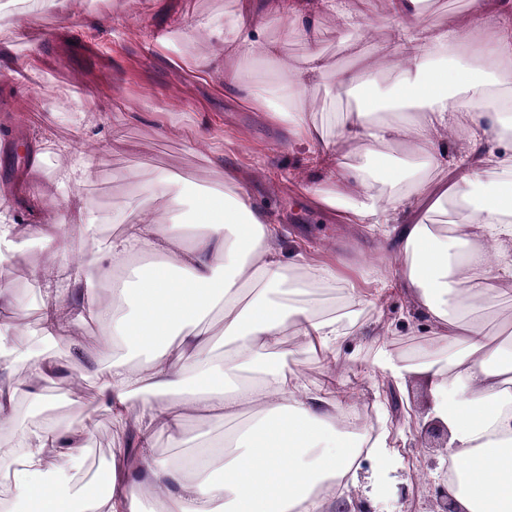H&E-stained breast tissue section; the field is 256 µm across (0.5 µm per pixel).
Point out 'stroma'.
Here are the masks:
<instances>
[{
	"label": "stroma",
	"mask_w": 512,
	"mask_h": 512,
	"mask_svg": "<svg viewBox=\"0 0 512 512\" xmlns=\"http://www.w3.org/2000/svg\"><path fill=\"white\" fill-rule=\"evenodd\" d=\"M254 2L265 38L279 41L288 63L316 49L336 69L362 65L389 51L385 0H347L352 11L377 22L365 39L356 28L337 26L324 14L313 36L285 39L274 0ZM424 9L425 23L482 33L493 17L489 7L475 15L470 0H426ZM238 16V0H68L62 8L0 0V139L84 145L92 149L95 165L83 203L99 226L96 238L69 224L62 207L37 214L23 210L20 221L61 225L62 245L77 253L93 240L118 234L121 227L112 218L128 206L154 210L179 193L223 189L228 165L250 171L244 188L252 205L280 225L285 249L302 243L307 253L351 270L362 287L386 291L381 303L363 308L360 335L339 344L335 363L305 355L288 365L312 388L335 379L337 396L352 403L353 414L371 426L377 419L374 396L390 383L372 364L374 338L396 354L413 356L429 339V324L401 291L403 261L392 242L312 206L306 192L310 148L291 142L285 126L241 105L254 85L276 83L279 68L225 52L222 32L232 29ZM195 60L210 61L211 70L200 74L190 69ZM228 71L239 77L229 90L224 87ZM189 126L207 135L203 149L180 136V129ZM67 163V154L51 150L42 153L40 170L32 173L22 155L0 152V183L33 179L56 197L55 176ZM167 173L174 180L163 197L139 196L138 182ZM47 257L43 242L34 240L13 266L0 268V285L27 303L15 316L14 330L24 348L35 346L40 328V299L31 271ZM487 278L499 302L486 315L484 329L497 337L512 330V284L500 281L493 266ZM98 340L96 325L75 323L55 348L68 376L39 380L37 388L60 392L75 376L93 386L92 363L75 358L71 347L91 351ZM127 436L109 414L98 413L87 469L116 459Z\"/></svg>",
	"instance_id": "35a3bbf8"
}]
</instances>
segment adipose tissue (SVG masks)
Listing matches in <instances>:
<instances>
[{
	"mask_svg": "<svg viewBox=\"0 0 512 512\" xmlns=\"http://www.w3.org/2000/svg\"><path fill=\"white\" fill-rule=\"evenodd\" d=\"M423 4L388 0L391 55L330 72L314 51L303 65L283 67L276 90L256 88L245 103L286 124L292 140L314 146L312 166L319 171L335 169L337 141L372 144L369 160L353 168L351 185L326 192L313 183L309 194L342 223L393 225L397 249L409 258L404 291L429 318L432 339L419 365L382 346L374 363L398 383L415 372L423 377L431 416L448 426V457L466 467L465 488L451 490L462 512H512V340L493 339L482 326L497 302L489 264L512 280V113L503 107L512 90L491 72L496 62L512 61V0H496L489 44L476 42L468 29L423 24ZM275 9L292 31H311L320 12L373 26L345 0H275ZM390 67L393 86L378 91L374 76ZM324 79L336 99L362 89L369 99L338 122L316 120L300 103L310 84ZM396 97L425 105L413 113L381 111ZM444 131L463 135L467 152L448 158L439 138ZM394 143L424 155L427 166L411 175L385 164ZM450 165L458 178L432 205L452 198L470 211L448 235L410 214ZM245 181L239 168L228 166V193L169 201V209L184 210L181 220L125 211L121 235L77 257L56 247L54 225L23 224L9 208L0 209V265L13 259L26 234L54 248L36 272L43 341L68 335L74 321L93 320L108 362L94 372L90 407L137 428L129 477L102 492L95 480L76 479L93 433L91 414L78 426L62 417L16 419L19 399L50 404L32 382L61 366L46 348L15 345L14 314L23 301L1 288L0 426L13 434L10 453L0 456V468L11 474L0 485L6 512H334L340 497L358 507L352 485L363 484L372 496L390 482L401 449L389 432L365 429L369 447L354 454L333 388L312 391L288 373L289 359L305 353L335 358L339 342L362 329L358 308L366 295L330 263L305 260L296 266L303 278L291 276L280 229L252 209ZM104 278L112 281L106 304L96 298ZM333 285L345 296L339 310L299 298L304 289ZM214 313L219 319L212 325ZM288 334L295 343L286 350ZM247 410L257 419L221 440V468L209 459L192 467L154 454L161 431L182 446L190 415L231 422Z\"/></svg>",
	"mask_w": 512,
	"mask_h": 512,
	"instance_id": "adipose-tissue-1",
	"label": "adipose tissue"
}]
</instances>
